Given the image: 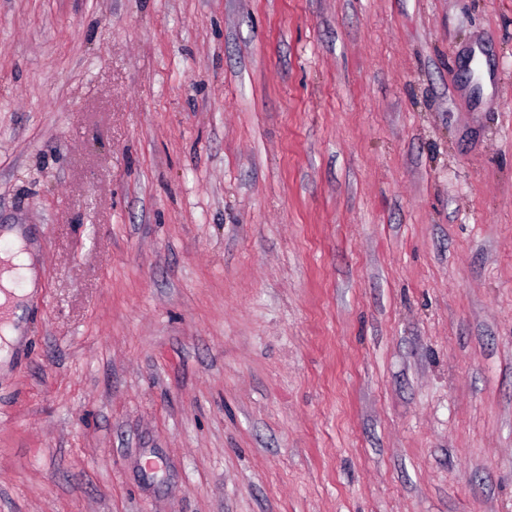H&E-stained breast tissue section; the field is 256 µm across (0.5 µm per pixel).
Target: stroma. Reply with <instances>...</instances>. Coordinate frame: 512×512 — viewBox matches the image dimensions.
Instances as JSON below:
<instances>
[{"label":"stroma","mask_w":512,"mask_h":512,"mask_svg":"<svg viewBox=\"0 0 512 512\" xmlns=\"http://www.w3.org/2000/svg\"><path fill=\"white\" fill-rule=\"evenodd\" d=\"M8 224L0 512H512V0H0ZM4 237L13 240L16 244V249L13 252L0 254L2 260L0 265V286L2 288L0 291V305H2L4 311L1 333L7 341L13 342L18 337L15 322L18 316L22 314L19 305L20 298L23 295L14 292L13 282L17 278L24 279L27 283V292H29L35 287L36 271L30 253L22 250L24 245L22 229L18 226L5 229Z\"/></svg>","instance_id":"stroma-1"}]
</instances>
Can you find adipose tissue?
Listing matches in <instances>:
<instances>
[{"instance_id": "adipose-tissue-1", "label": "adipose tissue", "mask_w": 512, "mask_h": 512, "mask_svg": "<svg viewBox=\"0 0 512 512\" xmlns=\"http://www.w3.org/2000/svg\"><path fill=\"white\" fill-rule=\"evenodd\" d=\"M4 236L16 244L13 252L0 255V335L11 342L18 336L15 323L22 313L21 295L14 291L13 282L21 278L27 285H34L36 271L30 253L23 248L21 228L16 226L5 230Z\"/></svg>"}]
</instances>
